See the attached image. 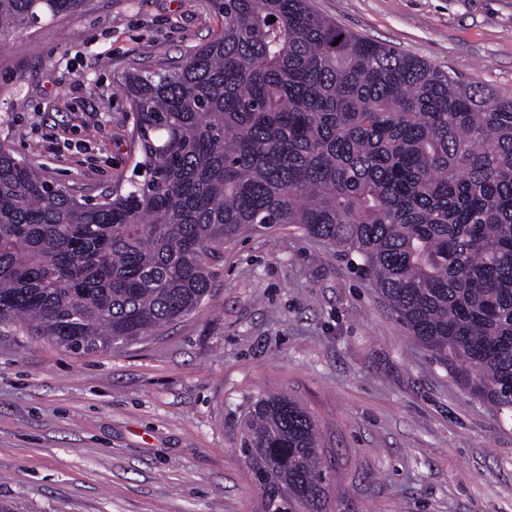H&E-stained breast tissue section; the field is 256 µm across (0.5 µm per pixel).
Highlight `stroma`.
<instances>
[{
    "mask_svg": "<svg viewBox=\"0 0 512 512\" xmlns=\"http://www.w3.org/2000/svg\"><path fill=\"white\" fill-rule=\"evenodd\" d=\"M320 14L512 97V0H311ZM210 0H89L0 41V144L68 193L128 188L123 88L210 41ZM313 417L325 512H512V417L432 362L373 281L283 224L224 246L209 297L153 337L73 353L0 335V501L14 512H262L253 401Z\"/></svg>",
    "mask_w": 512,
    "mask_h": 512,
    "instance_id": "stroma-1",
    "label": "stroma"
}]
</instances>
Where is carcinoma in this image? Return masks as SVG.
Masks as SVG:
<instances>
[{"label":"carcinoma","instance_id":"carcinoma-1","mask_svg":"<svg viewBox=\"0 0 512 512\" xmlns=\"http://www.w3.org/2000/svg\"><path fill=\"white\" fill-rule=\"evenodd\" d=\"M86 2L0 0V40ZM214 3L215 38L125 76L142 181L82 202L0 145V330L71 351L138 342L209 297L224 242L292 224L352 257L437 364L512 413V98L310 0ZM243 451L267 512L324 508L298 402H252Z\"/></svg>","mask_w":512,"mask_h":512}]
</instances>
